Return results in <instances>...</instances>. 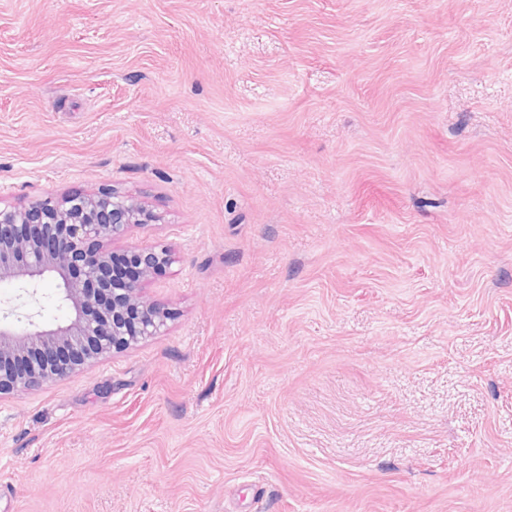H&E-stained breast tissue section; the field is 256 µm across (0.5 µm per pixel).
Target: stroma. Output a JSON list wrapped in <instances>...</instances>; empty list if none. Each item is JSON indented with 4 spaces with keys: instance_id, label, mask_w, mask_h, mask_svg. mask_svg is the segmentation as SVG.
Masks as SVG:
<instances>
[{
    "instance_id": "stroma-1",
    "label": "stroma",
    "mask_w": 512,
    "mask_h": 512,
    "mask_svg": "<svg viewBox=\"0 0 512 512\" xmlns=\"http://www.w3.org/2000/svg\"><path fill=\"white\" fill-rule=\"evenodd\" d=\"M112 188L171 317L0 512H512V0H0V203Z\"/></svg>"
}]
</instances>
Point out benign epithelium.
<instances>
[{
	"label": "benign epithelium",
	"instance_id": "benign-epithelium-1",
	"mask_svg": "<svg viewBox=\"0 0 512 512\" xmlns=\"http://www.w3.org/2000/svg\"><path fill=\"white\" fill-rule=\"evenodd\" d=\"M156 221L114 189L0 207V279L35 287L53 278L69 310L52 326L15 306L0 313V396L67 377L161 333L169 313L142 291L170 263L168 249H114L130 228Z\"/></svg>",
	"mask_w": 512,
	"mask_h": 512
}]
</instances>
